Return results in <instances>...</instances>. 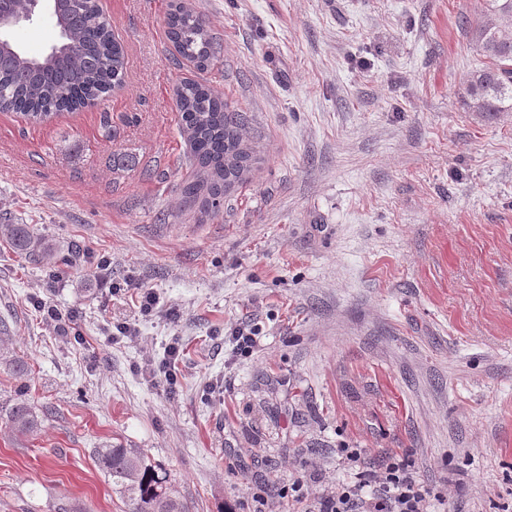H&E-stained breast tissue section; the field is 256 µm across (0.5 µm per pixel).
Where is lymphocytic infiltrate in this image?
<instances>
[{"mask_svg": "<svg viewBox=\"0 0 512 512\" xmlns=\"http://www.w3.org/2000/svg\"><path fill=\"white\" fill-rule=\"evenodd\" d=\"M336 455L353 473L347 482L323 485L317 461L305 463L291 483L252 494L253 512H277L286 497L301 512H446L448 496L421 481L406 457H372L366 448H340Z\"/></svg>", "mask_w": 512, "mask_h": 512, "instance_id": "lymphocytic-infiltrate-1", "label": "lymphocytic infiltrate"}]
</instances>
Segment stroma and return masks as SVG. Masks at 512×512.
Listing matches in <instances>:
<instances>
[{"label":"stroma","instance_id":"1","mask_svg":"<svg viewBox=\"0 0 512 512\" xmlns=\"http://www.w3.org/2000/svg\"><path fill=\"white\" fill-rule=\"evenodd\" d=\"M167 4L102 0L126 59L104 100L0 112V224L55 248L36 266L0 239V512H131L94 462L105 442L143 452L190 512H248L292 462L334 482L344 447L408 456L448 512H512V112L461 102L482 0H193L221 45L200 79L266 158L215 217L181 204L174 89L192 71ZM130 278L178 319L109 293ZM123 321L138 340L110 343ZM175 336L171 396L142 368ZM23 386L42 427L20 437ZM37 307L39 311L43 312L45 322L52 326L60 336L69 337L70 340L73 337L75 341H79L81 336L80 331L76 328L75 315H69L66 319H63L56 306L51 305L47 300L39 301ZM72 332L73 336H69L72 335ZM256 334L252 329L246 327H235L230 332L229 341L233 344L234 350L240 355H248L253 352L257 344Z\"/></svg>","mask_w":512,"mask_h":512}]
</instances>
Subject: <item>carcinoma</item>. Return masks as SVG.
Wrapping results in <instances>:
<instances>
[{
  "mask_svg": "<svg viewBox=\"0 0 512 512\" xmlns=\"http://www.w3.org/2000/svg\"><path fill=\"white\" fill-rule=\"evenodd\" d=\"M483 9L489 20L474 30V43L487 62L469 76L463 104L470 112H511L512 0H483ZM54 18L56 47L40 56L28 55L15 43H0L1 112L42 122L122 85L124 48L98 0H57ZM167 37L177 54L199 71L220 54L219 42L189 0H170ZM175 97L191 169L179 186L182 204L217 214L261 160L248 134L247 113L198 80L181 82ZM0 233L20 255L37 260L53 255L50 240L28 224H1ZM8 424L20 436L40 425L22 390L10 408ZM93 456L112 484L127 494L132 512H187L168 486L166 473L147 464L140 451L104 444Z\"/></svg>",
  "mask_w": 512,
  "mask_h": 512,
  "instance_id": "cac0c4a2",
  "label": "carcinoma"
}]
</instances>
